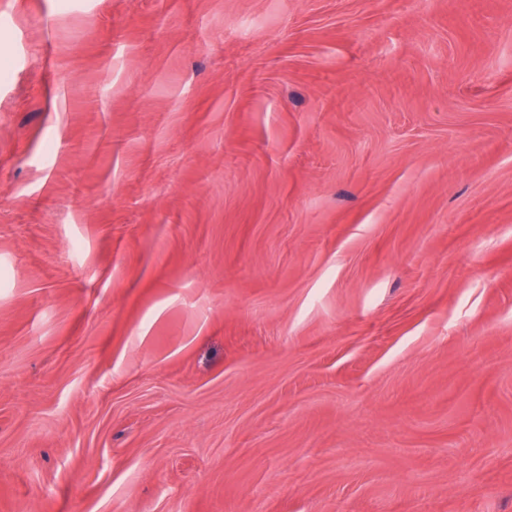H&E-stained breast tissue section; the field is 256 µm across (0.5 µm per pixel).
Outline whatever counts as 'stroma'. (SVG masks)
I'll use <instances>...</instances> for the list:
<instances>
[{
  "label": "stroma",
  "instance_id": "obj_1",
  "mask_svg": "<svg viewBox=\"0 0 512 512\" xmlns=\"http://www.w3.org/2000/svg\"><path fill=\"white\" fill-rule=\"evenodd\" d=\"M0 512H512V0H0Z\"/></svg>",
  "mask_w": 512,
  "mask_h": 512
}]
</instances>
